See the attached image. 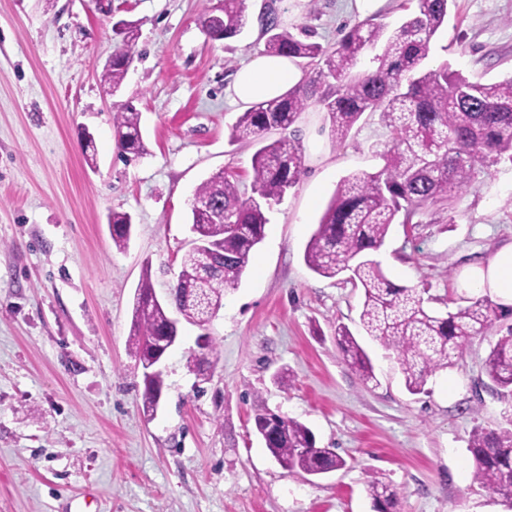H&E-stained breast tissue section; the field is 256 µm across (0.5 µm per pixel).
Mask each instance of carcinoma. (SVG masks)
<instances>
[{
	"label": "carcinoma",
	"instance_id": "carcinoma-1",
	"mask_svg": "<svg viewBox=\"0 0 512 512\" xmlns=\"http://www.w3.org/2000/svg\"><path fill=\"white\" fill-rule=\"evenodd\" d=\"M412 13L389 31L371 19L353 25L328 49L302 38L282 25L273 8L259 18L267 53L314 67L284 97L255 104L239 115L231 129L233 142L258 149L252 157L250 191L241 189L239 174L227 168L212 174L194 193L206 206L191 210L198 236L224 255L216 267L197 248L181 259L182 270L170 300L156 299L149 269L135 290L128 349L139 365L149 360L155 338L172 328L170 308L198 322L208 323L221 308L224 295L238 287L251 255L264 238L266 209L280 201L304 172V150L296 138L270 139L286 130L312 106L327 113L335 142L346 140L365 113L377 112L389 131L379 151L385 161L373 174L344 177L324 210L304 249V261L315 274L334 278L349 274L363 290L359 316L365 333L396 352L405 386L412 394L425 392L427 378L455 366L475 336L499 326L503 334L491 346L485 374L497 391L512 396V309L488 299L438 315L426 307L415 288L395 285L374 258L391 226L413 223L429 206L450 209L474 174L506 156L512 159V76L501 81H471L444 62L423 69L431 42L448 23L453 0H411ZM248 0H224L220 13L204 8L200 22L210 40L235 37L247 24ZM139 37L135 22L124 23L117 34L112 66L102 75L117 92L127 75L126 58L134 55ZM382 52L360 70L365 55ZM114 139L121 155L137 159L147 154L141 113L131 103L114 107ZM112 247L124 251L132 234V216L114 211L108 216ZM336 344L344 360L364 381L374 379L371 361L345 325H338ZM216 355L213 343L193 354L188 368L200 375ZM165 381L163 374H143L142 412L157 411ZM256 435L275 461L290 473L326 475L346 466L333 448H319L303 422L266 409L254 417ZM468 451L474 462L472 479L492 491L512 509V416L507 426L473 429ZM375 512H397L400 492L380 479L367 484Z\"/></svg>",
	"mask_w": 512,
	"mask_h": 512
}]
</instances>
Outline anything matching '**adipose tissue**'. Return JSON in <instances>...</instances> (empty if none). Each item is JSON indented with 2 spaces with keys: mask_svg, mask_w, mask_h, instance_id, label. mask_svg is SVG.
I'll list each match as a JSON object with an SVG mask.
<instances>
[{
  "mask_svg": "<svg viewBox=\"0 0 512 512\" xmlns=\"http://www.w3.org/2000/svg\"><path fill=\"white\" fill-rule=\"evenodd\" d=\"M302 78L297 65L280 56L261 55L242 65L228 89L235 104H253L285 96ZM468 285L476 290L491 289L502 304L512 305V244L500 248L490 259L473 265Z\"/></svg>",
  "mask_w": 512,
  "mask_h": 512,
  "instance_id": "obj_1",
  "label": "adipose tissue"
}]
</instances>
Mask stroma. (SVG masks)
I'll list each match as a JSON object with an SVG mask.
<instances>
[{"label":"stroma","instance_id":"stroma-1","mask_svg":"<svg viewBox=\"0 0 512 512\" xmlns=\"http://www.w3.org/2000/svg\"><path fill=\"white\" fill-rule=\"evenodd\" d=\"M405 2L249 0L243 33L211 41L200 14L220 0H0V512H374L366 484L375 477L397 487L398 512H512L473 484L468 451L475 426L498 427L512 412V397L486 384L496 330L410 394L394 352L361 329L360 289L303 260L339 181L382 168L379 116L334 142L325 112L300 114L305 172L269 212L217 316L183 323L153 418L128 353L143 268L159 299L177 281L195 188L224 168L251 182L255 147L230 141L241 108L226 89L265 51L256 14L273 5L284 25L332 47L368 18L399 26ZM121 19L136 21L140 37L114 94L101 74ZM444 62L473 80L511 76L512 0H454L427 65ZM124 102L140 112L148 149L129 162L112 130ZM85 129L94 170L82 157ZM114 210L134 218L123 252L108 229ZM510 243L504 158L474 175L452 211L430 207L418 223L392 225L376 258L443 313L477 295L462 287L464 270ZM340 324L367 352L374 381L345 362ZM203 334L217 357L201 379L187 359ZM282 368L292 375L285 388L272 380ZM261 409L305 423L346 467L308 479L282 469L254 432Z\"/></svg>","mask_w":512,"mask_h":512}]
</instances>
